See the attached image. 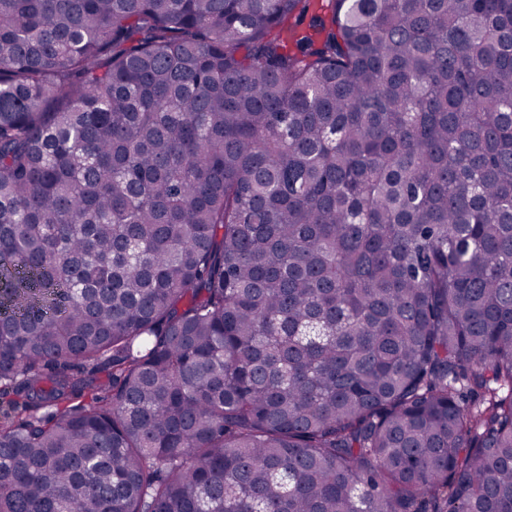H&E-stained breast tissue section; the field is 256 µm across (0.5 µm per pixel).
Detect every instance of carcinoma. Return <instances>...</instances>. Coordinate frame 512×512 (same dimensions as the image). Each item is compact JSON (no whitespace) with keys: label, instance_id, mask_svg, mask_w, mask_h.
<instances>
[{"label":"carcinoma","instance_id":"cac0c4a2","mask_svg":"<svg viewBox=\"0 0 512 512\" xmlns=\"http://www.w3.org/2000/svg\"><path fill=\"white\" fill-rule=\"evenodd\" d=\"M0 512H512V0H0Z\"/></svg>","mask_w":512,"mask_h":512}]
</instances>
